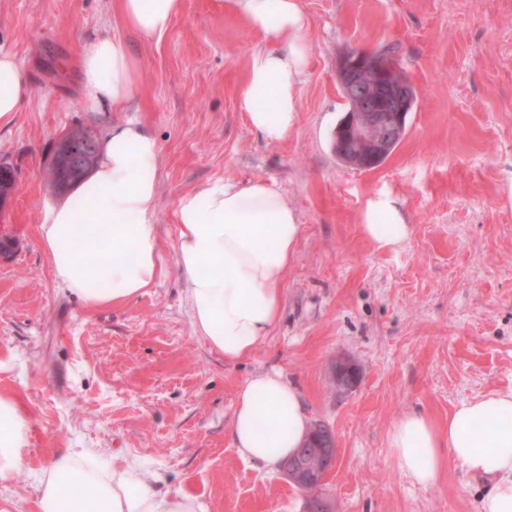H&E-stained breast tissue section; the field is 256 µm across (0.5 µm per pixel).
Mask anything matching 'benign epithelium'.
<instances>
[{"label":"benign epithelium","mask_w":512,"mask_h":512,"mask_svg":"<svg viewBox=\"0 0 512 512\" xmlns=\"http://www.w3.org/2000/svg\"><path fill=\"white\" fill-rule=\"evenodd\" d=\"M337 79L343 96L349 104L340 128L338 152L348 167L367 170L376 161L389 154L396 141L405 133V118L414 105L413 87L401 78L397 64L382 55L354 51L343 57ZM98 135L85 127L80 140L58 138L61 153L78 167L79 172L93 171ZM355 368L340 365L333 374V384L339 394L351 392L357 385ZM310 444L322 447L319 460L330 471L336 460V438L333 431L321 424L312 425L308 435ZM316 463L305 458L292 457L282 466V473L295 487L307 488L316 474Z\"/></svg>","instance_id":"1"}]
</instances>
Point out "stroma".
Instances as JSON below:
<instances>
[{
  "label": "stroma",
  "instance_id": "stroma-1",
  "mask_svg": "<svg viewBox=\"0 0 512 512\" xmlns=\"http://www.w3.org/2000/svg\"><path fill=\"white\" fill-rule=\"evenodd\" d=\"M308 62L287 139L263 140L238 105L249 55L268 41L231 0H184L161 39L121 20L117 0H0V47L30 93L0 128V162L17 182L0 206V393L33 418L25 460L0 480V512H38L36 477L61 448L104 464L137 458L144 480L199 495L209 512H304L282 473L242 461L229 439L239 388L277 372L310 422L337 444L322 490L338 512H477L479 482L446 464L432 487L397 470L393 423L411 410L447 426L461 401L512 388V0H301ZM116 36L139 62L124 112L80 94L79 50ZM353 51L392 57L415 88L388 159L355 170L333 151L348 109L338 80ZM139 121L162 147L156 222L163 271L132 300L91 307L52 277L44 211L62 201L46 178L58 136ZM263 180L302 226L278 322L238 362L197 336L177 256L180 196L214 182ZM387 199L410 226L379 248L363 232ZM353 365L358 385L332 375Z\"/></svg>",
  "mask_w": 512,
  "mask_h": 512
}]
</instances>
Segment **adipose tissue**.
I'll return each instance as SVG.
<instances>
[{
	"instance_id": "ef3b65f1",
	"label": "adipose tissue",
	"mask_w": 512,
	"mask_h": 512,
	"mask_svg": "<svg viewBox=\"0 0 512 512\" xmlns=\"http://www.w3.org/2000/svg\"><path fill=\"white\" fill-rule=\"evenodd\" d=\"M249 26L272 41L250 54L239 107L270 144L285 140L308 59L309 20L300 0H234ZM183 0H119L124 24L146 38L166 34ZM90 108L121 111L135 99L139 64L117 37L104 36L79 54ZM266 90L270 107L257 104ZM29 94L17 57L0 49V127L10 125ZM161 146L136 122L112 126L98 163L69 200L49 207L39 227L55 280L87 304L134 299L162 271L156 212ZM176 254L187 284L195 331L227 362L249 357L281 315L284 273L302 226L284 193L265 181L215 182L181 196L174 212ZM363 230L378 246L407 239L410 227L390 201L369 204ZM210 273H202L203 265ZM309 424L299 390L280 374L264 373L240 390L230 427L238 456L273 472L299 448ZM30 416L0 394V479L17 471L29 442ZM398 471L413 483L435 485L446 463L480 480L478 512H512V389L462 401L447 426L413 411L389 431ZM91 489L79 512H208L200 496L170 489L162 475L144 481L135 460L103 470L93 456L57 451L37 480L39 512H65L67 487Z\"/></svg>"
}]
</instances>
